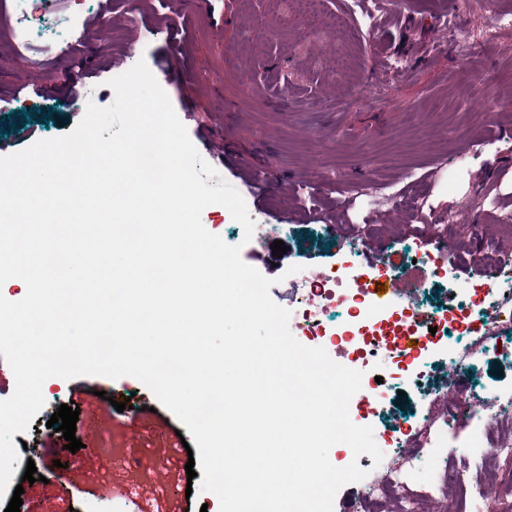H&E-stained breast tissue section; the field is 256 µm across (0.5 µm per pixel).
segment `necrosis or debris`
Instances as JSON below:
<instances>
[{"label": "necrosis or debris", "mask_w": 512, "mask_h": 512, "mask_svg": "<svg viewBox=\"0 0 512 512\" xmlns=\"http://www.w3.org/2000/svg\"><path fill=\"white\" fill-rule=\"evenodd\" d=\"M329 309L341 310L343 319L332 328H324L321 316ZM298 321L312 324L322 331L319 345L329 356H341L349 368L364 372L362 387L351 399L350 409L365 411L382 397L374 377L366 375L369 361L381 351H391L405 365H414L435 343V336L423 333L414 320V310L403 306L389 310L375 309L364 283L352 275L350 267L313 279L308 288L304 308ZM468 363L456 356L448 370V391L455 400L448 403L447 421L451 424L472 421L475 406L466 382ZM433 424L424 421L415 431L416 443L400 459L389 462L384 476H366V491L350 508V512H380L382 502L392 501L397 512H420L419 498L405 494L416 463L429 455ZM437 490L450 494V512H512V478L493 477L480 482L457 478L450 467H441Z\"/></svg>", "instance_id": "1"}]
</instances>
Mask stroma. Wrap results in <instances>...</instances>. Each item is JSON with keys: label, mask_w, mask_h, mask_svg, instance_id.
<instances>
[{"label": "stroma", "mask_w": 512, "mask_h": 512, "mask_svg": "<svg viewBox=\"0 0 512 512\" xmlns=\"http://www.w3.org/2000/svg\"><path fill=\"white\" fill-rule=\"evenodd\" d=\"M466 0H343L326 11L297 0H203L200 12L176 11L174 0H53L79 17L69 56L58 50L20 52L10 37L12 0H0V156L36 141L71 132L88 104L110 106L112 78L145 61L185 125L200 156L244 199L252 238L222 205L202 213L205 228L241 248L242 260L275 281L272 300L297 311L310 278L351 264L375 278L380 268L352 256L350 241L368 238L393 251L391 274L413 284L415 308L443 333L410 368L380 356L368 374H389L382 400L365 425L384 456L404 452L410 425L448 415V357L483 336L487 320L471 314L473 335L448 321V308L468 303L485 288L483 272L500 261L495 242L512 237L497 215L512 212V34L488 42L483 31L512 0H490L471 13ZM446 11L453 34L439 32ZM175 31L174 38L162 28ZM276 30L278 46L264 52V35ZM474 44L483 58L471 69L457 48ZM263 69L267 91L254 89ZM315 86L307 95V86ZM442 175H434L438 162ZM274 168L279 188L261 177ZM391 186L401 200L348 198L350 182ZM422 196L424 206L409 201ZM477 214L474 223L451 224L448 215ZM446 220L454 250L434 247L428 226ZM342 225L337 236L333 225ZM372 225L364 233V225ZM288 251L275 257L273 241ZM298 273H291V266ZM498 342L476 356L477 404L485 432L500 429L490 396L512 389V317L499 325ZM45 381L44 408L31 429L15 439L16 475L35 464L40 481L24 487L21 512H200L215 495L188 491V454L178 436L182 423L131 376ZM141 409L129 424L115 403ZM80 410L70 452L62 433L46 423L60 405ZM37 448L30 458L29 448Z\"/></svg>", "instance_id": "obj_1"}]
</instances>
